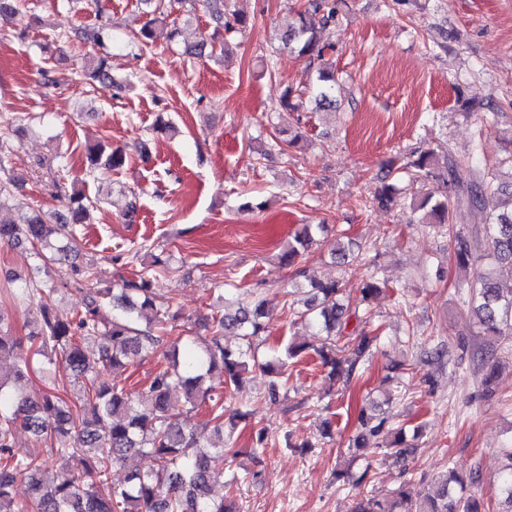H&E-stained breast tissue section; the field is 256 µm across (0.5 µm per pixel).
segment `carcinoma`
<instances>
[{
  "label": "carcinoma",
  "mask_w": 512,
  "mask_h": 512,
  "mask_svg": "<svg viewBox=\"0 0 512 512\" xmlns=\"http://www.w3.org/2000/svg\"><path fill=\"white\" fill-rule=\"evenodd\" d=\"M152 7L141 31V43L152 39V25L167 18L162 0H142ZM20 13L19 0H0V21L14 22ZM338 0H307L296 12L294 25L282 35L283 45L299 57L317 64L312 84L303 90L288 87L284 104L294 95L310 94L316 107L327 110L336 105V79L325 68V48L320 46L317 25L336 23ZM88 76L95 81H112L103 55L88 63ZM124 155L107 144H97L86 153V176L96 178L122 167ZM411 183L430 178L439 181L435 193L406 198L393 183L382 179L369 203L381 207L399 206L421 215L419 223L430 232L444 231L454 241L457 267L466 269L475 262L480 248L489 251L491 265L480 272L468 289V304L484 336L512 335V189L503 187L496 175L479 167L477 150L458 155L449 149L416 150L403 158L401 166ZM102 200L89 198L82 189L68 196L65 209L58 213L51 228L34 211L18 222L0 224V244L29 246L46 268L53 258L44 252L52 247L51 235L60 239L57 253L70 257L78 252L76 226L87 223ZM490 209L483 234L468 235L455 228L453 213L461 206ZM73 284L79 286L83 307L69 321H61L48 306L33 312L32 329L25 336L0 318V512H236L227 497L212 494L214 482L224 477V449H204L194 419L208 405V419L224 429V395L203 386L206 375L215 370L224 377L227 389L238 388L256 365V338L265 332V303L240 300L233 308L211 316L212 336L199 343L187 330L174 336L177 314L170 307L155 310L147 326L138 325L144 311L153 307L152 280L141 273L122 280L120 287L98 286L90 268L76 263L70 267ZM302 308L294 322L310 329L318 341L291 342L283 351L273 352L260 366L268 376V395L274 401L284 377L286 360L311 349L331 379L349 382L370 355L375 337L362 328L346 338L351 317L369 321V304L382 289L369 277L360 290L359 304L343 303L344 292L338 280L309 279ZM54 291L45 281H33L23 288H7L13 301L33 303L35 296ZM112 306V316L103 314ZM239 336L235 346L224 345V332ZM350 348L340 345L342 340ZM100 344V357L92 362L84 351L87 341ZM161 352L167 366L149 381L148 398L136 399L132 393L112 382V371L130 360ZM60 360L72 372L77 388L69 391L52 382L48 365ZM182 396L181 406L172 395ZM81 411V425L74 426L73 413ZM359 433L353 446L362 447L384 432L387 419L365 410L358 415ZM18 427L28 429L59 462L58 468L43 473L37 451L14 452L12 440ZM385 443L394 456L413 451L402 428L392 431ZM137 454L145 465L131 470L124 485L112 487V470ZM500 478L502 509L512 512V451L506 454ZM30 484L28 500L19 502L14 487L18 480ZM369 468L355 476L350 469L340 470L336 479L354 491L351 512H484L480 501L469 493L472 480L450 469L441 482L430 485L423 494L400 486L389 498L369 497L361 491L368 482Z\"/></svg>",
  "instance_id": "obj_1"
}]
</instances>
